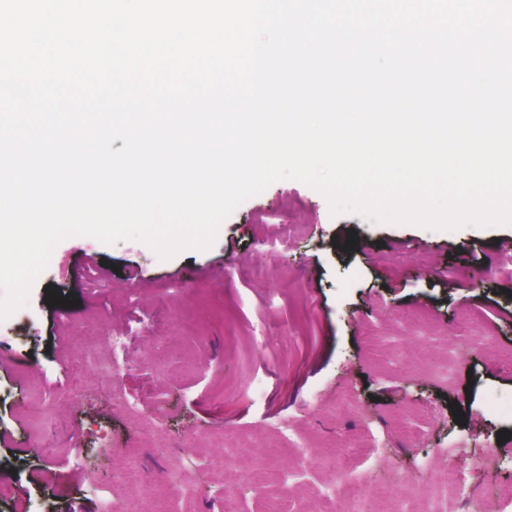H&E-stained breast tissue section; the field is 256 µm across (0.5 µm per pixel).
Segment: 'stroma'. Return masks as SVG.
<instances>
[{"mask_svg": "<svg viewBox=\"0 0 512 512\" xmlns=\"http://www.w3.org/2000/svg\"><path fill=\"white\" fill-rule=\"evenodd\" d=\"M495 347L512 350V227L335 216L284 179L205 251L162 260L136 240L72 236L0 321V512H100L106 498L220 512L225 486L235 512H321L317 491L339 473L386 486L390 512H445L441 459L460 440L492 460L482 491L512 484V359ZM424 413L433 423L406 442ZM238 434L249 450L230 448ZM357 442L372 455L344 458ZM131 449L137 482L119 477ZM201 452L209 466L192 467Z\"/></svg>", "mask_w": 512, "mask_h": 512, "instance_id": "stroma-1", "label": "stroma"}]
</instances>
